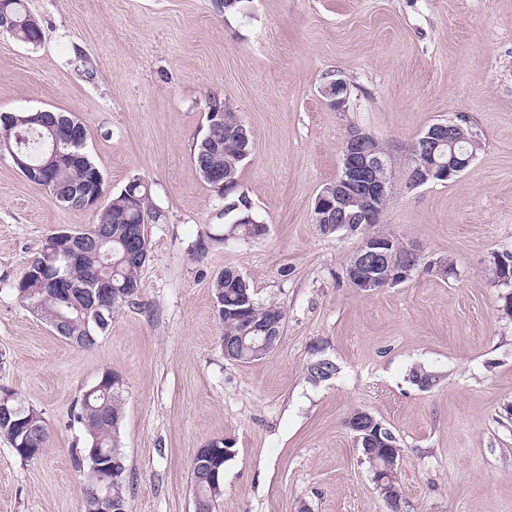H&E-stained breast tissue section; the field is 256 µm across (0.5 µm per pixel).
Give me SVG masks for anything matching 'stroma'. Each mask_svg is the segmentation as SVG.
I'll return each mask as SVG.
<instances>
[{
	"label": "stroma",
	"instance_id": "35a3bbf8",
	"mask_svg": "<svg viewBox=\"0 0 512 512\" xmlns=\"http://www.w3.org/2000/svg\"><path fill=\"white\" fill-rule=\"evenodd\" d=\"M40 45L0 32V113L70 112L109 193L149 185L139 303L112 314L89 349L24 306L13 286L51 232L94 224L57 203L0 150V391L38 410L43 456L0 435V512H83L72 408L104 373L123 382L120 443L130 512H193L191 469L208 441L230 443L222 512H388L344 421L355 409L402 449L403 512H512V317L497 254L512 250V0H26ZM347 80L349 109L321 93ZM236 112L254 150L238 176L263 239L194 245L227 223L193 147L212 100ZM466 115L481 139L471 166L410 185L412 143ZM383 147L391 190L377 229L448 260L370 294L345 267L359 239L323 233L322 189L350 130ZM237 270L285 312L277 349L225 359L211 284ZM326 359L337 372L310 382ZM436 380L420 387L414 373Z\"/></svg>",
	"mask_w": 512,
	"mask_h": 512
}]
</instances>
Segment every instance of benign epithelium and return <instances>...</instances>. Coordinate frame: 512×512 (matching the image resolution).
I'll return each instance as SVG.
<instances>
[{
    "mask_svg": "<svg viewBox=\"0 0 512 512\" xmlns=\"http://www.w3.org/2000/svg\"><path fill=\"white\" fill-rule=\"evenodd\" d=\"M321 92L330 100L338 112L349 108L350 90L343 79L335 82V87H325ZM33 121L45 127L50 134L48 152L53 159L66 155L61 151L62 142L80 141L79 125L66 124L48 110H39L32 115ZM463 117L435 124L420 138V148L416 151L414 164L408 169V180L414 186L424 185L438 179H449L465 171L480 147L477 133L466 136L460 131ZM448 144V162L436 160V152L443 144ZM16 168L31 181L44 183L49 171L42 166L29 163L23 154L11 153ZM66 157L74 160L82 156L71 153ZM390 177L387 159L373 136L355 131L348 135L341 146V172L334 182L328 185L317 197L314 212L318 224H332L336 231L352 233L350 224L360 225L357 234L360 241L346 271L349 285L357 292L370 294L378 289L399 285L411 278L419 269L420 251L414 246L406 247L407 254L397 260L391 252L393 238L386 232H372L369 227L380 222L382 202L388 199ZM80 195L90 200L89 206L100 209L107 192L100 181L93 189L80 191ZM246 225V240L261 238L268 227L256 221L252 215L236 220ZM65 241L63 259L71 263L84 250L97 244V239L88 234L62 233ZM282 325L274 320L262 328L258 337V347L265 355L272 354L280 340ZM354 443L365 442L370 446L383 441L386 430L379 423L362 424Z\"/></svg>",
    "mask_w": 512,
    "mask_h": 512,
    "instance_id": "7a95c632",
    "label": "benign epithelium"
}]
</instances>
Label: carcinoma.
Segmentation results:
<instances>
[{
    "label": "carcinoma",
    "mask_w": 512,
    "mask_h": 512,
    "mask_svg": "<svg viewBox=\"0 0 512 512\" xmlns=\"http://www.w3.org/2000/svg\"><path fill=\"white\" fill-rule=\"evenodd\" d=\"M8 4L14 16L11 34L17 40L31 45L42 41L43 30L39 21L26 9L24 0H3ZM210 111L223 113V122L207 124L204 135L194 145L195 162L203 161L238 179L243 150L251 148L238 137L237 129L241 120L236 113L221 104L214 103ZM29 113H5L0 119V147L9 151L27 154L35 164L44 159L46 132L38 126L26 125ZM99 167L87 160L83 164H71L67 161L55 165L52 180L57 185L59 194L56 202L71 208L81 204L69 197V192L81 188L93 172ZM137 204H132L125 191L107 197L99 213L98 220L112 219V240L98 250L88 251L75 265L67 267V276L73 282L90 288L100 276L112 278V284L118 288L116 298L108 305L91 303L79 293L69 298L56 295L45 287V282L55 277V266L47 265L41 275L24 274L16 283L15 290L20 301L34 313L49 321L55 316L59 330L57 334L69 340H78L82 348L93 347L103 336L111 322L112 311L127 305H137V286L140 285L139 273L144 261L131 256L132 238L135 228L148 218L155 224L162 213L149 204V197L144 191H135ZM243 224H229L223 228L216 225L209 238L220 242L244 233ZM226 268L212 281V292H222L223 311L217 313L223 327L224 335L242 334L244 324L249 322L260 325L270 318L284 319L281 306L263 303L255 298V293L247 281H240L230 275ZM134 289H128V286ZM257 350L251 339L229 347L228 359L252 363L257 361ZM313 380H327L336 374V366L329 361H314L308 367ZM109 374L98 380L100 387L90 393H84L75 406L74 418L82 423L87 436V446L80 450L74 459L75 469L82 478L84 512H99L98 499L93 493L97 485L109 489L112 501L129 508L127 490L130 486V468L127 456L120 443V428L124 417L123 398L115 394L107 383ZM7 409L0 411V435L6 437L16 456L23 461H30L41 456L48 444V433L41 414L30 406L20 403L12 395H7ZM110 453L108 466L94 474L85 473L90 453L96 450ZM401 448L397 437H392L391 446L387 448H361L362 460L370 469H377L379 477L388 494L396 500L402 499L398 482V470L391 467L392 457L400 456ZM192 490L196 499L202 500L209 512H219L220 500L224 491V462H219L217 472L205 469H192Z\"/></svg>",
    "instance_id": "1"
}]
</instances>
